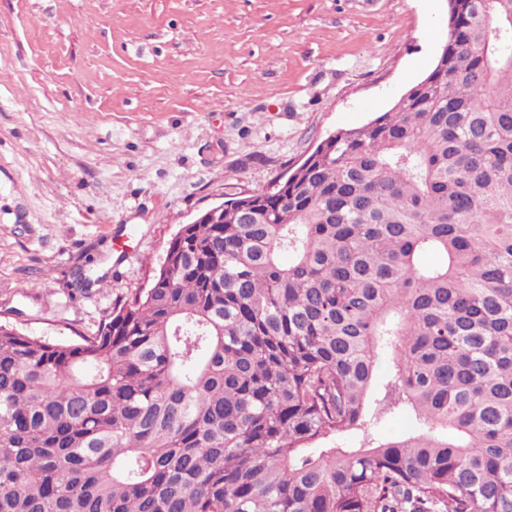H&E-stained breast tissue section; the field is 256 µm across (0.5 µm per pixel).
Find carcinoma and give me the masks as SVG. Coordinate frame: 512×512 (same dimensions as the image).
Segmentation results:
<instances>
[{
  "label": "carcinoma",
  "mask_w": 512,
  "mask_h": 512,
  "mask_svg": "<svg viewBox=\"0 0 512 512\" xmlns=\"http://www.w3.org/2000/svg\"><path fill=\"white\" fill-rule=\"evenodd\" d=\"M0 512H512V0H448L425 78L96 335L0 324ZM417 428L415 419L408 413H399L386 420L377 432L383 438H392L413 432Z\"/></svg>",
  "instance_id": "carcinoma-1"
}]
</instances>
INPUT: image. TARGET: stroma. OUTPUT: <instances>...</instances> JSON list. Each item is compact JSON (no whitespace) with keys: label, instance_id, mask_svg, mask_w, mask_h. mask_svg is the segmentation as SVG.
I'll return each instance as SVG.
<instances>
[{"label":"stroma","instance_id":"1","mask_svg":"<svg viewBox=\"0 0 512 512\" xmlns=\"http://www.w3.org/2000/svg\"><path fill=\"white\" fill-rule=\"evenodd\" d=\"M448 0H0V323L70 344L183 224L434 67Z\"/></svg>","mask_w":512,"mask_h":512}]
</instances>
